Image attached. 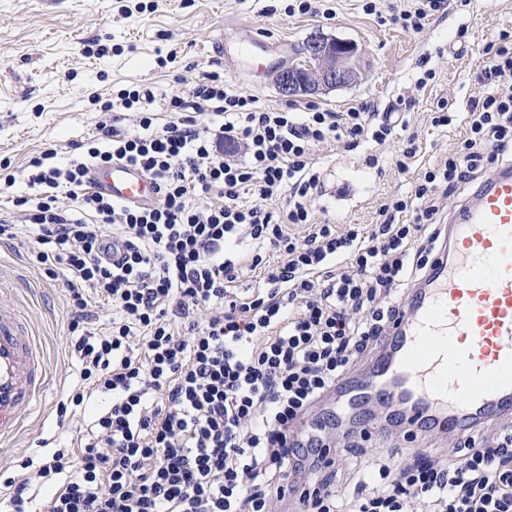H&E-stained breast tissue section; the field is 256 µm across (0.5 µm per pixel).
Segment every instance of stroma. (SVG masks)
Wrapping results in <instances>:
<instances>
[{"label":"stroma","mask_w":512,"mask_h":512,"mask_svg":"<svg viewBox=\"0 0 512 512\" xmlns=\"http://www.w3.org/2000/svg\"><path fill=\"white\" fill-rule=\"evenodd\" d=\"M292 0H0V159L22 170L44 150L73 153L106 115L103 100L138 83L154 94L152 112L167 121L172 95L188 92L204 75L223 77L226 86L253 96L263 109L293 104L344 112L370 105L391 111L405 101L397 126L383 144L369 141L354 150L329 141L316 146L313 159L322 189L313 208L318 220L347 227L374 224L378 209L411 189L412 176L459 149L463 127L438 129L431 112L439 99L456 112L468 111L485 63L483 49L500 30L512 29V0H471L448 6L418 32L391 22L406 0H375L365 12L362 0H329L331 16L286 14ZM245 27L298 49L316 34L354 42L361 52L359 76L350 85L294 100L280 94L270 72L250 78L229 71L211 47ZM435 77L425 88V71ZM419 145L408 173L395 159L404 139ZM378 163H365L368 155ZM0 304L22 310L45 343L52 384L40 412L24 414L17 437L0 443V474L41 452L44 444L69 445L80 426L106 405L90 399L83 416L60 426L56 405L79 387V364L69 350L70 308L62 280L33 265L27 252L0 239Z\"/></svg>","instance_id":"obj_1"}]
</instances>
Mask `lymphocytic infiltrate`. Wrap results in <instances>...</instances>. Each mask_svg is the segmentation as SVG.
Returning a JSON list of instances; mask_svg holds the SVG:
<instances>
[{
  "mask_svg": "<svg viewBox=\"0 0 512 512\" xmlns=\"http://www.w3.org/2000/svg\"><path fill=\"white\" fill-rule=\"evenodd\" d=\"M479 94L465 115L437 102L432 124L463 121L459 150L425 168L407 194L381 205L362 228L316 223L320 185L311 151L328 139L357 148L385 143L392 113L367 106L262 110L253 97L203 77L172 96L157 125L152 94L121 89L106 112L139 116L136 129L99 123L66 163L32 157L28 191L0 214V237L31 249L62 279L71 309L81 390L57 405L59 420L85 400L111 396L74 447L0 483L8 512H284L295 461L334 454L343 415L292 440L355 361L394 322L408 287L423 280L442 243V200L512 156V31L487 43ZM244 147L224 158L225 141ZM115 161L142 169L159 202L139 207L88 191L91 168ZM287 193L288 205L267 202ZM259 277L251 292L234 284ZM112 308L106 328L90 306ZM412 461L376 456L356 482L304 481L295 512H512V425L468 436L453 456L417 447ZM52 486L36 499L33 489Z\"/></svg>",
  "mask_w": 512,
  "mask_h": 512,
  "instance_id": "f902f5d3",
  "label": "lymphocytic infiltrate"
}]
</instances>
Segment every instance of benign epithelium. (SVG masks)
I'll return each mask as SVG.
<instances>
[{
  "mask_svg": "<svg viewBox=\"0 0 512 512\" xmlns=\"http://www.w3.org/2000/svg\"><path fill=\"white\" fill-rule=\"evenodd\" d=\"M359 49L351 41L315 35L305 48V59L273 74L286 97L312 96L326 89L351 84L357 78Z\"/></svg>",
  "mask_w": 512,
  "mask_h": 512,
  "instance_id": "1",
  "label": "benign epithelium"
}]
</instances>
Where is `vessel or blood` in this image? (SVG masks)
I'll return each mask as SVG.
<instances>
[{
	"instance_id": "obj_1",
	"label": "vessel or blood",
	"mask_w": 512,
	"mask_h": 512,
	"mask_svg": "<svg viewBox=\"0 0 512 512\" xmlns=\"http://www.w3.org/2000/svg\"><path fill=\"white\" fill-rule=\"evenodd\" d=\"M216 50L247 74L289 46L246 29ZM89 185L124 204L157 200L153 183L126 163L93 170ZM402 312L367 374L343 378L337 393L384 400L398 423L449 436L512 420V166L449 225L436 268ZM48 384L41 342L18 308L0 306V440L19 433L23 411L38 407Z\"/></svg>"
}]
</instances>
